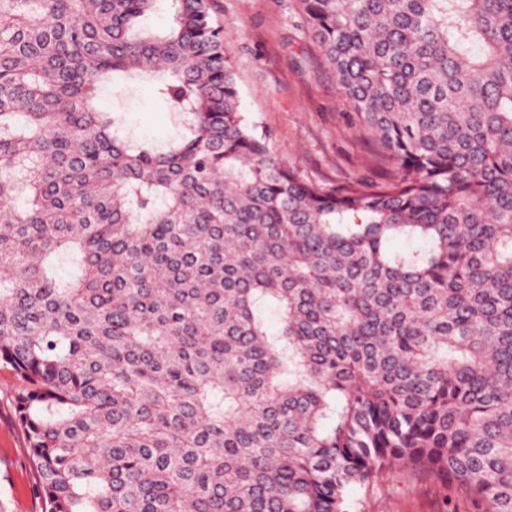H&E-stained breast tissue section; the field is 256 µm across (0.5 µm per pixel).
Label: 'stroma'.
Instances as JSON below:
<instances>
[{
    "label": "stroma",
    "mask_w": 512,
    "mask_h": 512,
    "mask_svg": "<svg viewBox=\"0 0 512 512\" xmlns=\"http://www.w3.org/2000/svg\"><path fill=\"white\" fill-rule=\"evenodd\" d=\"M227 28L241 107L273 136L282 163L326 184L381 182L394 171L379 164L340 93L298 0H216ZM103 109L122 113L135 135L170 140L181 131L147 85L106 89ZM17 382L0 370V512H42L37 473L15 410ZM363 512H443L437 485L397 471L364 499Z\"/></svg>",
    "instance_id": "1"
}]
</instances>
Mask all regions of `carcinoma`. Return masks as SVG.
<instances>
[{
	"instance_id": "cac0c4a2",
	"label": "carcinoma",
	"mask_w": 512,
	"mask_h": 512,
	"mask_svg": "<svg viewBox=\"0 0 512 512\" xmlns=\"http://www.w3.org/2000/svg\"><path fill=\"white\" fill-rule=\"evenodd\" d=\"M299 3L391 181L283 165L215 0H0V368L45 512H361L397 468L512 512V0ZM118 79L181 135L100 109Z\"/></svg>"
}]
</instances>
